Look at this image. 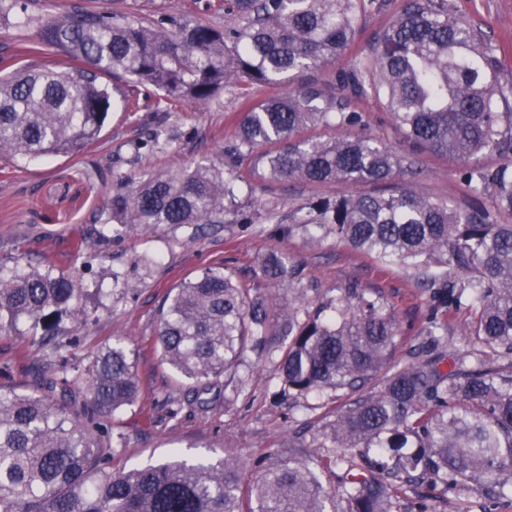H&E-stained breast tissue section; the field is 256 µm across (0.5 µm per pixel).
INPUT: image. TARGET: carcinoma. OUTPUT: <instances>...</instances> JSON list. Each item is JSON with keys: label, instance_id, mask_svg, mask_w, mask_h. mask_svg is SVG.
Segmentation results:
<instances>
[{"label": "carcinoma", "instance_id": "carcinoma-1", "mask_svg": "<svg viewBox=\"0 0 512 512\" xmlns=\"http://www.w3.org/2000/svg\"><path fill=\"white\" fill-rule=\"evenodd\" d=\"M392 0H224L241 24L135 19L95 5L46 14L36 0H0V22L38 28L55 59L0 76V159L76 156L102 141L113 108L112 76L130 80L125 106L143 88L169 103L206 104L228 87L279 91L241 108L224 157L193 167L130 176L96 221L106 224H281L316 228L384 265L418 275L430 294L424 341L389 370L381 390L358 396L325 433L331 445L306 463L263 468L244 494L228 461L174 457L127 469L101 442L98 419L134 403L139 384L122 343L97 353L81 409L39 394L0 393V512H437L436 503L482 492V512L512 493V83L501 81L497 47L448 0H400L369 53L336 82L313 72L351 48L359 16ZM375 97L415 155L464 163L465 194L450 203L405 186L389 195L310 200L283 216L260 212L248 164L260 180L384 183L414 160L362 130L352 101ZM345 128L340 140L305 135ZM496 156L502 162L484 163ZM264 277L293 287L288 257L273 254ZM80 279L46 263L0 265V334L27 347L55 344L66 317L86 323ZM467 308L471 349L448 348V313ZM282 338V384L304 396L357 392L390 360L399 325L380 296L351 285L300 317L273 310L222 266L174 289L162 310L161 359L193 383L195 401L231 370L248 345ZM341 448L356 453L346 456ZM335 469L326 489L319 470ZM342 503V509L336 504Z\"/></svg>", "mask_w": 512, "mask_h": 512}]
</instances>
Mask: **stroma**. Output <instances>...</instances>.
<instances>
[{
    "mask_svg": "<svg viewBox=\"0 0 512 512\" xmlns=\"http://www.w3.org/2000/svg\"><path fill=\"white\" fill-rule=\"evenodd\" d=\"M134 17L155 20L199 18L229 29L239 23L218 0H99ZM448 7L480 25L503 48L501 78L512 83V0H448ZM260 90L235 87L207 106L164 104L140 95L135 111L114 110L99 155L103 175L78 158L51 157L0 163V263L24 254L36 264L52 261L57 269L79 276L87 291L89 320L81 328L63 321L58 349L31 350L26 339L0 335V387L16 393L39 391L38 373L57 374L62 360L89 369L95 354L113 341L134 350L140 399L105 420L107 436L118 439L116 457L129 468H142L180 454L189 461L229 457L241 462L244 483L258 477L251 460L265 465L283 461L309 463L324 455L321 433L351 396L332 390L294 400L282 393L279 353L273 346L248 348L234 370L223 375L219 394L207 406L190 403V388L156 352L160 309L172 288L205 269L224 265L276 309L313 310L337 290L358 284L381 295L403 333L392 356L405 362L426 324L428 295L412 272L387 267L335 235L297 232L281 236L274 224L167 225L147 229L111 224L99 231L90 218L117 185L135 173L177 169L215 157L235 133L243 96ZM367 132L388 140L398 154L408 144L394 129L388 112L373 97L354 100ZM164 131L166 147L152 145L153 131ZM418 175L397 177L423 196L459 201L464 192L459 161L421 155ZM391 184V185H394ZM391 185H306L257 182L255 205H275L288 212L310 198L388 192ZM82 252H75V243ZM273 253L287 254L296 267L295 286L283 289L263 278L261 267Z\"/></svg>",
    "mask_w": 512,
    "mask_h": 512,
    "instance_id": "35a3bbf8",
    "label": "stroma"
}]
</instances>
